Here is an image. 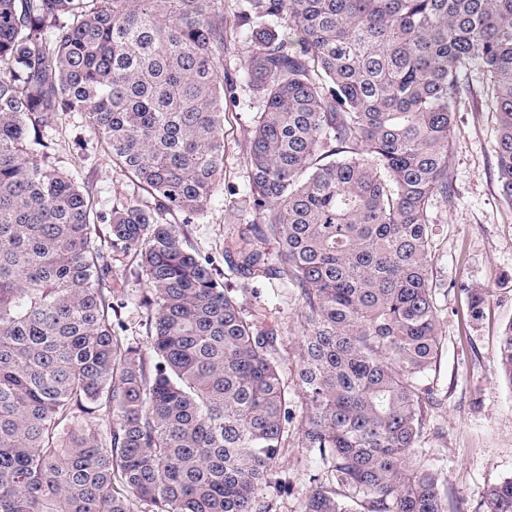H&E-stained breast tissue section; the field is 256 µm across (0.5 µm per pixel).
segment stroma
<instances>
[{"label": "stroma", "instance_id": "1", "mask_svg": "<svg viewBox=\"0 0 512 512\" xmlns=\"http://www.w3.org/2000/svg\"><path fill=\"white\" fill-rule=\"evenodd\" d=\"M466 90L454 107L448 179L450 201H436V251L433 273L439 310V354L422 378L439 406L428 416L418 454L448 481L449 512H487V487L512 477V383L496 360L501 328L512 320V206L503 199L497 179L496 117L482 105L484 77L478 67L462 76ZM258 99L240 91L227 105L224 120V180L203 216L185 230L201 256L224 266L225 252L237 247L239 228L230 215L250 193L245 159ZM44 136L49 162L78 173L103 215L116 203H138L142 194L105 155L101 141L74 112L49 121ZM109 280L121 288L122 326L129 342H145L144 279L130 254L103 242ZM488 293L484 316L471 321L461 285ZM258 294L248 309L280 332L282 373L293 378L299 361L300 304L295 290L277 280L254 284ZM287 487H280V479ZM317 451L302 447L290 432L288 448L271 475L263 496L276 512H300L310 481L327 480Z\"/></svg>", "mask_w": 512, "mask_h": 512}]
</instances>
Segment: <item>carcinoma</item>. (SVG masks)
<instances>
[{"instance_id": "carcinoma-1", "label": "carcinoma", "mask_w": 512, "mask_h": 512, "mask_svg": "<svg viewBox=\"0 0 512 512\" xmlns=\"http://www.w3.org/2000/svg\"><path fill=\"white\" fill-rule=\"evenodd\" d=\"M472 65L512 205V0H246L232 21L224 0H0V512H272L295 418L330 472L301 512H448L417 456L419 380L439 351L430 205ZM242 86L254 218L226 258L296 289L291 385L278 331L181 228L224 179ZM71 112L148 197L108 229L145 279L144 350L115 334L89 192L48 162L42 128ZM460 290L478 320L486 292ZM497 361L512 383V321ZM485 499L512 512V478Z\"/></svg>"}]
</instances>
